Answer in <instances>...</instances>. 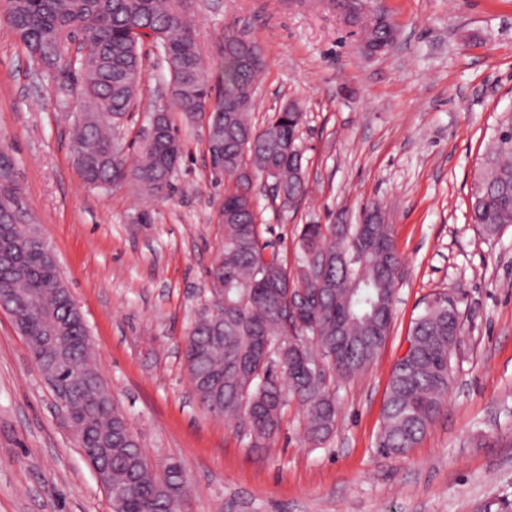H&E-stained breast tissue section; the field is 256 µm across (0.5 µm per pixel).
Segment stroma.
<instances>
[{
	"instance_id": "stroma-1",
	"label": "stroma",
	"mask_w": 512,
	"mask_h": 512,
	"mask_svg": "<svg viewBox=\"0 0 512 512\" xmlns=\"http://www.w3.org/2000/svg\"><path fill=\"white\" fill-rule=\"evenodd\" d=\"M391 51L365 57L327 0H194L203 59L218 72L224 37L267 59L251 114L264 127L285 103L303 112L298 145L308 193L281 208L254 177L264 236L296 268L303 225L358 223L383 207L401 265L389 336L368 369L337 382L338 423L308 444L290 404L271 447L195 398L185 340L211 297L221 252L215 173L203 122L177 119L183 158L166 197L131 183L88 188L71 161L75 111L55 107L0 16V142L81 307L98 367L155 472L180 464L185 512H500L512 501V227L495 238L469 198L497 122L512 108V0H378ZM141 95L122 135L137 149L168 93L158 50L142 46ZM151 210L153 221L136 223ZM456 300L462 335L448 403L402 455L380 453L386 389L427 302ZM0 512H112L79 438L0 310Z\"/></svg>"
}]
</instances>
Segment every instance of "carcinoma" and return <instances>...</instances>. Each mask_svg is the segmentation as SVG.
<instances>
[{
	"label": "carcinoma",
	"instance_id": "carcinoma-1",
	"mask_svg": "<svg viewBox=\"0 0 512 512\" xmlns=\"http://www.w3.org/2000/svg\"><path fill=\"white\" fill-rule=\"evenodd\" d=\"M7 23L34 62L49 56L70 63L71 36L81 33L86 51L77 53V76L58 83L56 104L76 102L81 114L72 133V154L82 180L105 189L134 181L151 197L172 187L182 143L173 121L203 117L208 126L212 167L233 182L225 189L219 219L224 244L212 284L224 293V330L214 333L199 313L186 338L184 358L194 394L209 412L242 420L254 447L280 430L288 402L301 407L305 439L321 444L336 429V391L330 377L316 375L315 361L342 379L363 373L388 336L393 320L399 256L391 225L305 224L297 271L280 258L265 261L271 243L261 234L247 169L277 184L292 206L306 192L303 156L295 152L303 112L276 113L262 129L252 123L256 83L266 61L257 42L249 59H239L237 36L224 45L219 92L205 65L187 0H4ZM357 26L363 53L394 44L390 19L376 16ZM159 47L169 73L170 105L151 113L157 135L139 145L129 161L120 127L134 107L143 80L141 47ZM483 179L470 197V220L494 238L512 225V116L502 117L481 163ZM15 163L0 146V226L11 227L12 259L0 265V304L18 312L17 326L30 355L49 384L59 382L64 364L86 381L69 385L65 410L86 417L80 432L85 448L103 451L112 474V512H182L186 480L177 464L161 475L150 466L124 415L115 407L84 342L86 325L62 300L66 284L54 251L28 208H17L23 194L11 178ZM55 324L65 344L44 348ZM454 299L443 295L414 321L408 348L396 362L387 387L382 452L402 455L427 433L443 410L454 379L453 353L461 336Z\"/></svg>",
	"mask_w": 512,
	"mask_h": 512
}]
</instances>
